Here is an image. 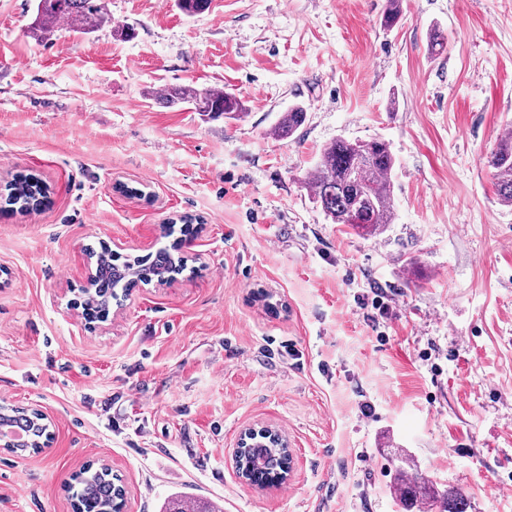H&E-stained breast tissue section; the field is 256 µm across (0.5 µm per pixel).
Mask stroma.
<instances>
[{
	"instance_id": "35a3bbf8",
	"label": "stroma",
	"mask_w": 512,
	"mask_h": 512,
	"mask_svg": "<svg viewBox=\"0 0 512 512\" xmlns=\"http://www.w3.org/2000/svg\"><path fill=\"white\" fill-rule=\"evenodd\" d=\"M105 2L91 35L39 42L35 0H0V185L43 191L30 212L0 202V406L42 409L52 435L0 447V512H72L75 475L104 463L125 512H404L403 453L467 512H512V207L486 163L512 127V0H404L390 28L386 0ZM179 85L247 112L161 104ZM297 104L304 125L275 139ZM339 138L395 157L377 236L311 198ZM184 215L190 236L165 230ZM105 243L187 267L89 324ZM265 425L294 472L261 491L232 452Z\"/></svg>"
}]
</instances>
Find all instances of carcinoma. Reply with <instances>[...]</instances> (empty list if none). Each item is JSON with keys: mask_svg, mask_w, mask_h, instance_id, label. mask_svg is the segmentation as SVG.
I'll return each instance as SVG.
<instances>
[{"mask_svg": "<svg viewBox=\"0 0 512 512\" xmlns=\"http://www.w3.org/2000/svg\"><path fill=\"white\" fill-rule=\"evenodd\" d=\"M182 11L197 15L210 8L211 0H177ZM107 16L105 0H37L32 36L43 41L64 22L75 33L89 34L98 29ZM169 104H187L196 112L215 117L237 119L245 114L244 103L236 95L219 89L199 90L192 86H173L159 97ZM307 119L306 109L295 105L284 113L272 129L277 139L292 137ZM493 170L499 200L512 205V136L499 141L487 160ZM395 158L388 142L382 139L348 141L338 139L320 154L309 183L312 194L323 212L336 224H344L364 236L382 233L394 219L393 182L391 172ZM40 190L28 179H19L9 185L8 200L22 210L34 209L40 204ZM97 278L94 288L82 292L86 314L94 318L109 313L116 289L125 291L134 281L156 278L159 281L184 269L186 260L173 258L166 250L154 258L134 259L121 265L114 263L112 252L106 248L94 254ZM13 422L24 428L28 450L37 448V442L48 435V427L41 418L12 410ZM242 458L246 462L256 458L260 464L249 469L251 482L269 486L279 481L288 468L286 448H245ZM80 485L75 493L74 512H122L125 489L112 469L101 466L96 470H83L75 477ZM421 499L429 509L439 512H467L469 504L458 490L436 493L428 483L408 485L402 500L409 504Z\"/></svg>", "mask_w": 512, "mask_h": 512, "instance_id": "obj_1", "label": "carcinoma"}]
</instances>
